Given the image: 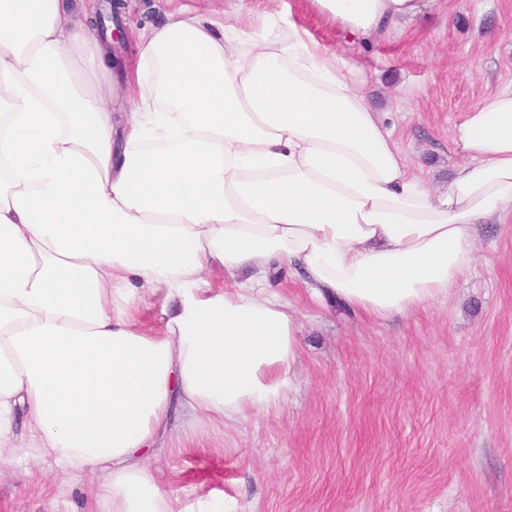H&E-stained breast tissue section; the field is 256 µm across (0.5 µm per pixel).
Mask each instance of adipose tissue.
Wrapping results in <instances>:
<instances>
[{"mask_svg": "<svg viewBox=\"0 0 512 512\" xmlns=\"http://www.w3.org/2000/svg\"><path fill=\"white\" fill-rule=\"evenodd\" d=\"M315 2L360 37L423 5ZM84 10L0 0V449L23 423L111 512H175L143 458L157 429L234 425L292 387L301 323L271 269L375 319L469 271L481 225L512 216V89L455 129L469 159L434 193L317 42L171 15L139 39V107L115 115ZM148 294L168 309L158 332L138 319Z\"/></svg>", "mask_w": 512, "mask_h": 512, "instance_id": "adipose-tissue-1", "label": "adipose tissue"}]
</instances>
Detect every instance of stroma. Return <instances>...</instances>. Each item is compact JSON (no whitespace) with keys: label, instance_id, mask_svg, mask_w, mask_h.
<instances>
[{"label":"stroma","instance_id":"stroma-1","mask_svg":"<svg viewBox=\"0 0 512 512\" xmlns=\"http://www.w3.org/2000/svg\"><path fill=\"white\" fill-rule=\"evenodd\" d=\"M188 7L244 31L297 27L353 78L435 192L466 156L454 128L512 87V0H424L374 41L351 38L313 0H124L127 35ZM303 351L279 409L238 426L185 415L159 429L146 463L177 512H512V218L483 225L474 268L448 297L380 321L329 303L281 272ZM0 512H101L53 458L0 465Z\"/></svg>","mask_w":512,"mask_h":512}]
</instances>
